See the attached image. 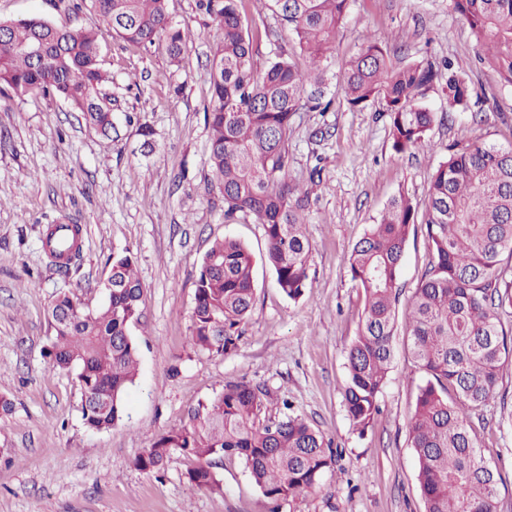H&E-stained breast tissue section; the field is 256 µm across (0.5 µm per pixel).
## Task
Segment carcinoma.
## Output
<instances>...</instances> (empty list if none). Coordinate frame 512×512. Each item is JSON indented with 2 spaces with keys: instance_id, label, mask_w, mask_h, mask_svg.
I'll use <instances>...</instances> for the list:
<instances>
[{
  "instance_id": "cac0c4a2",
  "label": "carcinoma",
  "mask_w": 512,
  "mask_h": 512,
  "mask_svg": "<svg viewBox=\"0 0 512 512\" xmlns=\"http://www.w3.org/2000/svg\"><path fill=\"white\" fill-rule=\"evenodd\" d=\"M288 31L293 52L275 54L267 69L254 66V36L244 26L243 0H206L223 37L212 60L207 106L209 161L224 199V222L251 217L263 225L266 259L278 288L290 299L311 287L312 245L307 231L309 192L288 177V140L297 113L326 112L325 90L335 76L336 38L354 0H268ZM104 23L128 43L165 46L172 60L190 39L170 17L167 0H91ZM471 30L475 54L498 83L512 88V0H453ZM40 41L34 58L24 46ZM91 30L60 27L39 17L0 21V92L65 100L86 126L108 138L116 130L112 99ZM440 87L448 111H470L478 96L469 75L451 63L395 65L371 34L341 67L337 92L352 109L384 102L392 149L429 146L435 113L425 103ZM422 223L431 259L406 313L409 351L424 373L409 420L425 512H497L500 475L482 456L473 417L498 394L501 371L512 359V281L502 267L512 257V149L483 140L448 148L436 168L425 207L399 194L353 246L351 279L365 305L347 351L344 402L362 433L379 411L378 399L394 355L395 304L410 230ZM46 254L58 267L80 260V249L58 239ZM105 302L95 310L63 294L52 304L54 367L77 371L86 396L82 417L95 431L122 419L123 395L138 374V347L128 334L143 295L130 257H115ZM254 302V260L239 241L224 237L205 254L196 279L191 346L204 353L234 350L239 326ZM264 390L230 383L199 403L187 420L135 458L159 473L173 454L193 458L188 472L199 489L216 483L213 468L226 456L242 459L255 484L279 512L280 503L311 491L335 464L323 436L299 416L263 418Z\"/></svg>"
}]
</instances>
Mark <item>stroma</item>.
Masks as SVG:
<instances>
[{
  "instance_id": "obj_1",
  "label": "stroma",
  "mask_w": 512,
  "mask_h": 512,
  "mask_svg": "<svg viewBox=\"0 0 512 512\" xmlns=\"http://www.w3.org/2000/svg\"><path fill=\"white\" fill-rule=\"evenodd\" d=\"M175 21L191 33L180 61L164 46L128 44L89 0H0V20L37 15L56 25L97 32L117 130L104 139L86 129L59 98L17 99L0 92V512H267L245 463L225 458L212 489L186 476L194 459L173 455L151 474L135 458L181 425L198 403L226 384L262 387L265 414L301 416L336 454L316 488L284 501L279 512H423L418 461L408 423L423 372L403 338L365 431L354 430L343 393L346 350L356 336L364 294L348 272L354 244L398 193L425 202L431 177L452 143L481 137L512 146V91L499 89L475 57L467 23L451 0H354L337 40V57L355 55L375 35L393 63L452 60L486 92L484 113L435 124L431 150L392 149L382 102L301 112L288 141L290 174L309 190L311 288L286 297L265 260L262 225L228 224L209 163L211 61L222 28L200 0H169ZM259 40L257 70L288 34L266 0H245ZM150 136H143V129ZM318 178H310L311 170ZM82 228L81 260L62 271L42 246L46 225ZM233 237L255 262V301L229 354L197 352L189 343L195 282L215 240ZM130 256L143 286L140 317L129 326L139 370L125 395V414L111 429L89 430L75 371L44 355L48 309L63 292L99 307L113 257ZM430 258L423 226L410 232L399 276L397 314H405ZM504 402L477 422L483 456L501 475L498 512H512V365L503 370Z\"/></svg>"
}]
</instances>
